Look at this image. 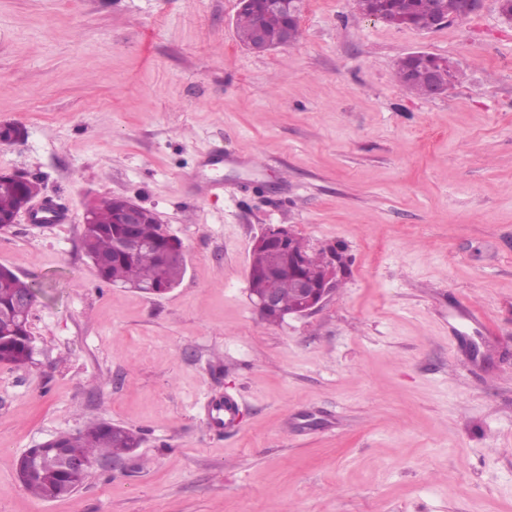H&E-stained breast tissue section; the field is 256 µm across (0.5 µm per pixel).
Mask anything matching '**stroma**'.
I'll list each match as a JSON object with an SVG mask.
<instances>
[{"instance_id": "1", "label": "stroma", "mask_w": 512, "mask_h": 512, "mask_svg": "<svg viewBox=\"0 0 512 512\" xmlns=\"http://www.w3.org/2000/svg\"><path fill=\"white\" fill-rule=\"evenodd\" d=\"M237 0H0V171L20 218L0 265L40 285L34 354L0 366V512H512V22L496 0L422 32L302 0L293 46L250 51ZM454 62L444 94L400 58ZM128 197L186 250L162 296L102 282L85 206ZM336 248V292L279 323L253 241ZM238 403L211 430L207 404ZM105 420L138 432L68 498L20 455ZM398 65L403 66V69L397 68L396 80L403 86L405 81L411 82L416 72H422L426 77L425 87L419 89L416 93L423 97L432 98L443 94L447 91L445 86L439 85L435 80V73L442 68H446L443 73L440 74L441 82L448 83V88L451 86L453 81V74L455 72V65L448 58L436 56L426 52H413L402 57ZM448 78V79H447ZM0 181L11 184L18 190L19 203H16V195L12 187L0 185V211H13L0 215V230L9 228L12 224H17L21 215L29 213L32 209L33 201L40 194L38 190L31 189L32 179L26 175L16 172L0 171Z\"/></svg>"}]
</instances>
